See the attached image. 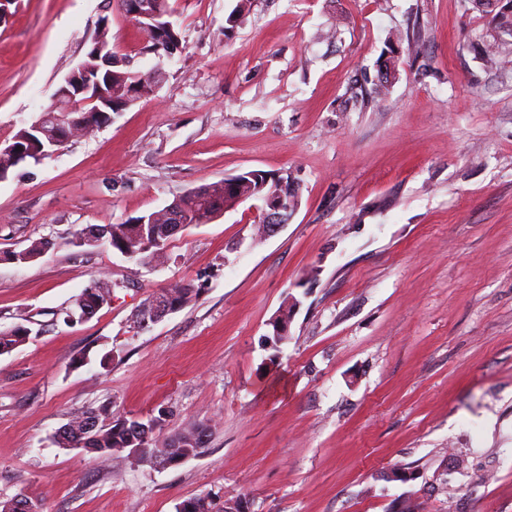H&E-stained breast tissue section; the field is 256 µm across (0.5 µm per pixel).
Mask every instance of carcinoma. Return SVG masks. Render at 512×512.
Wrapping results in <instances>:
<instances>
[{
	"label": "carcinoma",
	"mask_w": 512,
	"mask_h": 512,
	"mask_svg": "<svg viewBox=\"0 0 512 512\" xmlns=\"http://www.w3.org/2000/svg\"><path fill=\"white\" fill-rule=\"evenodd\" d=\"M474 9L494 13L498 19V28L512 33V19L504 11H495L501 0H470ZM174 7L170 0H154L152 12L146 19H137V24L146 34L143 52L158 56L172 57L182 53L184 44L182 35L173 21ZM480 59L495 68L509 69L512 59L503 55L498 38L494 37L481 44ZM152 72L134 70L127 64L115 61L112 64V113L122 112L136 101L153 93ZM209 192L198 195L188 191L180 196L188 224H209L219 206L232 208L244 198L260 200L272 199L283 206L294 208L300 201V187L289 173H271L262 170H250L233 176V183L225 184L220 180L208 185ZM106 241L120 253H128L129 258L140 262L156 263L167 257L170 241L168 225L154 211L140 216H131L118 224L110 225ZM47 241H33L25 251L16 252L11 259L17 263L37 256L45 249ZM201 288L189 280H181L169 288L167 300L177 308H182L195 300ZM29 337L28 328L15 326L0 331V355L11 352ZM288 335L269 334L265 338L266 346L273 350L269 361L276 365L281 353V345ZM84 417L94 416L99 426L87 440H77L68 432L56 433L55 443L61 448H93L100 455L122 452L127 448L140 449L139 459L147 463H160L166 458H174L175 449L180 448L190 456L200 453L205 447L207 430L204 427L191 426L169 439H159L165 418L153 417L146 421L138 418H117L106 422L109 409L106 406L86 408L80 411ZM177 512H224L217 504L202 497L183 501Z\"/></svg>",
	"instance_id": "carcinoma-1"
}]
</instances>
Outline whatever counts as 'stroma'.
<instances>
[{"label":"stroma","mask_w":512,"mask_h":512,"mask_svg":"<svg viewBox=\"0 0 512 512\" xmlns=\"http://www.w3.org/2000/svg\"><path fill=\"white\" fill-rule=\"evenodd\" d=\"M184 50L142 54L116 0H17L0 25V144L48 108L101 25L154 93L88 138L0 181V500L40 512H512V72L483 66L493 31L470 0H172ZM335 29L332 39L320 31ZM416 34L420 55H393ZM363 106L344 110L350 92ZM290 172L300 204L254 237L243 203L171 238L166 262L76 244L187 190ZM45 238L27 263L10 252ZM112 301L69 323L93 279ZM200 297L146 327L156 291ZM295 305L278 366L265 337ZM88 355L75 366L73 360ZM108 364H101L102 356ZM208 429L201 454L159 467L55 444L87 407ZM464 459L463 468L449 457ZM416 479L390 480L397 469ZM201 289L193 281L181 280L169 288L167 300L178 309L188 305L200 295Z\"/></svg>","instance_id":"1"}]
</instances>
